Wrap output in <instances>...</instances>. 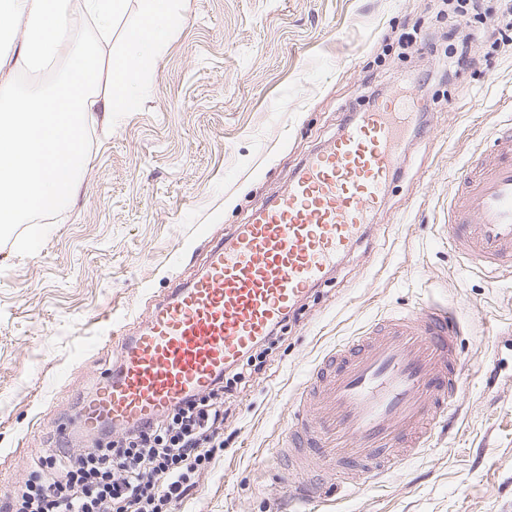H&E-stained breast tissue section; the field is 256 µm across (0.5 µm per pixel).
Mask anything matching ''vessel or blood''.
<instances>
[{
    "label": "vessel or blood",
    "mask_w": 512,
    "mask_h": 512,
    "mask_svg": "<svg viewBox=\"0 0 512 512\" xmlns=\"http://www.w3.org/2000/svg\"><path fill=\"white\" fill-rule=\"evenodd\" d=\"M396 103L357 113L347 131L294 173L233 237L212 240L202 267L173 285L134 334L113 344L110 372L76 407L71 431H126L204 392L309 294L363 238L397 174ZM496 163L448 195V242L459 258L512 269V130ZM452 308L375 322L310 373L288 428L282 482L314 503L324 485L373 479L417 453L462 385Z\"/></svg>",
    "instance_id": "vessel-or-blood-1"
}]
</instances>
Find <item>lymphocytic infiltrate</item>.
<instances>
[{"label":"lymphocytic infiltrate","instance_id":"lymphocytic-infiltrate-1","mask_svg":"<svg viewBox=\"0 0 512 512\" xmlns=\"http://www.w3.org/2000/svg\"><path fill=\"white\" fill-rule=\"evenodd\" d=\"M481 6V0H448L455 17L444 52L448 65L425 74L423 84L456 83L475 66L476 32L461 23L479 15ZM279 341L278 330H271L208 392L186 397L120 438L102 437L76 455L59 448L38 458L21 493L0 498V512H173L223 447L224 424L237 395L264 372L268 352Z\"/></svg>","mask_w":512,"mask_h":512}]
</instances>
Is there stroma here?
<instances>
[{"label": "stroma", "mask_w": 512, "mask_h": 512, "mask_svg": "<svg viewBox=\"0 0 512 512\" xmlns=\"http://www.w3.org/2000/svg\"><path fill=\"white\" fill-rule=\"evenodd\" d=\"M501 0H483L480 64L440 84L415 116L398 173L354 251L288 318L270 368L236 402L224 448L175 512H299L275 454L307 374L372 322L448 302L465 325L468 374L446 425L380 483L313 512H512V273L464 267L442 229L448 185L512 121V48L490 39ZM449 17L437 0H185L141 106L111 136L89 131L73 199L0 230V496L56 448L71 410L136 331L283 189L314 150L363 111L378 73L395 93L438 67ZM417 29L416 43L398 45Z\"/></svg>", "instance_id": "obj_1"}]
</instances>
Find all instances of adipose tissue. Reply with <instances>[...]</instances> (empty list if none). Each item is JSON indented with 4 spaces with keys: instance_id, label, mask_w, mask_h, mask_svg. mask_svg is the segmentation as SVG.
Masks as SVG:
<instances>
[{
    "instance_id": "1",
    "label": "adipose tissue",
    "mask_w": 512,
    "mask_h": 512,
    "mask_svg": "<svg viewBox=\"0 0 512 512\" xmlns=\"http://www.w3.org/2000/svg\"><path fill=\"white\" fill-rule=\"evenodd\" d=\"M138 21L113 47L129 3ZM183 0H0V35L25 30L22 50L0 49V225L26 223L77 192L86 123L102 132L139 107L152 66L164 52ZM64 56V91L41 84L18 91L34 58Z\"/></svg>"
}]
</instances>
